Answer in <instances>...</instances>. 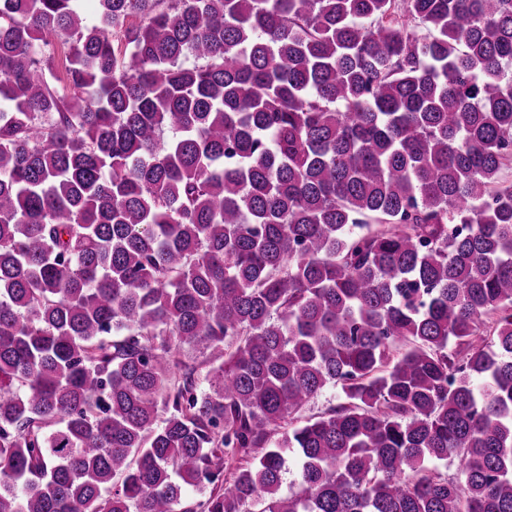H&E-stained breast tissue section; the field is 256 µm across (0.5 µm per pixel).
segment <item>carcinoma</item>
I'll use <instances>...</instances> for the list:
<instances>
[{"mask_svg":"<svg viewBox=\"0 0 512 512\" xmlns=\"http://www.w3.org/2000/svg\"><path fill=\"white\" fill-rule=\"evenodd\" d=\"M97 11L0 0V512H512V0ZM343 402L339 392L335 388H329L324 391L320 396L314 399L305 410L301 413L302 418L317 416L327 411L328 408Z\"/></svg>","mask_w":512,"mask_h":512,"instance_id":"cac0c4a2","label":"carcinoma"}]
</instances>
